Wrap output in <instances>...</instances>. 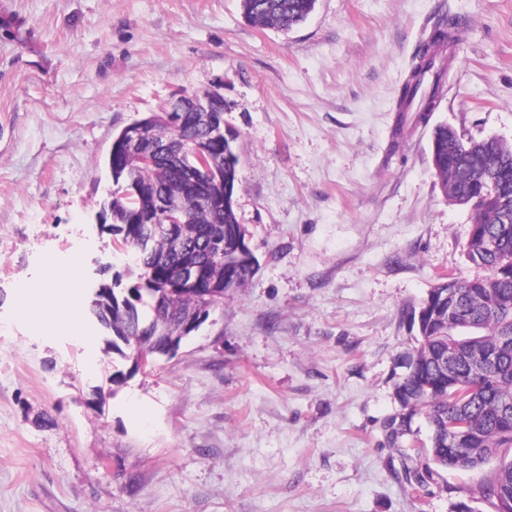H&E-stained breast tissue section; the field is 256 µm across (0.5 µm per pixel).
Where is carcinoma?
<instances>
[{"label": "carcinoma", "mask_w": 512, "mask_h": 512, "mask_svg": "<svg viewBox=\"0 0 512 512\" xmlns=\"http://www.w3.org/2000/svg\"><path fill=\"white\" fill-rule=\"evenodd\" d=\"M317 0H241L247 21L262 28L287 32L304 23ZM457 24L439 21L423 42L397 101V111L414 112L420 119L436 106L448 68L435 62L446 54L447 43L432 48L431 40L448 37ZM137 124L144 127L145 150L128 151L118 132L107 164L115 189L103 221L110 222L115 245L131 250L139 268L133 287L141 289L138 302L126 306L123 292L112 290V301L92 308L98 322L112 333V349L124 352L145 338L172 339L182 334L183 320L195 309L215 310L224 297L240 292L253 280L259 262L239 223L234 195L241 183L233 141L224 126L201 129V113L185 112L174 129L165 117L150 112ZM157 134L175 150L146 160ZM208 137L214 166L205 175L208 189L222 202L196 207L192 202L191 172L195 166L193 142ZM434 176L445 199L470 213L464 245L468 261L484 274L460 280L440 276L419 306L410 311L417 326L419 346L408 356L407 373L395 384L400 410L383 423L385 439L393 448L404 447L413 433L414 419L422 417L429 435L417 452H399L397 477L410 486L429 485L448 470L489 469L481 487L491 512L499 505L512 508V144L476 139L452 125L435 126L430 141ZM185 201L186 221L178 225L182 248L158 228L165 204ZM224 236V253L210 242ZM198 268L206 285L215 289L210 301L197 297L182 278L184 265ZM491 362L480 376L474 374L481 357ZM467 424L460 448L448 447V425Z\"/></svg>", "instance_id": "cac0c4a2"}]
</instances>
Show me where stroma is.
Wrapping results in <instances>:
<instances>
[{
    "label": "stroma",
    "mask_w": 512,
    "mask_h": 512,
    "mask_svg": "<svg viewBox=\"0 0 512 512\" xmlns=\"http://www.w3.org/2000/svg\"><path fill=\"white\" fill-rule=\"evenodd\" d=\"M460 42L429 123L399 89L440 16ZM185 88L224 98L260 263L244 292L135 366L18 312L58 255L91 303L132 256L98 220L114 135ZM512 143V0H317L288 32L240 0H0V512H490L486 471L412 489L383 422L437 277L479 276L429 143Z\"/></svg>",
    "instance_id": "obj_1"
}]
</instances>
